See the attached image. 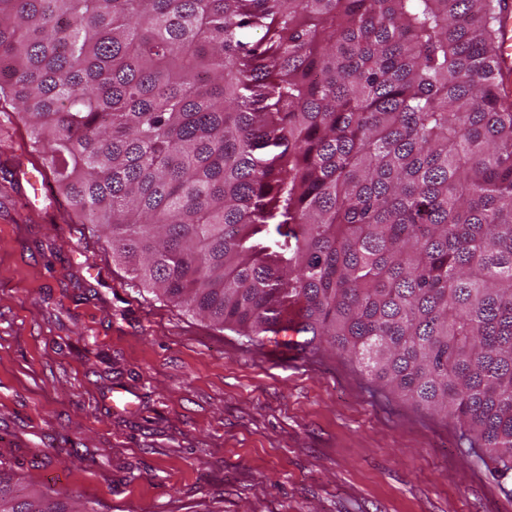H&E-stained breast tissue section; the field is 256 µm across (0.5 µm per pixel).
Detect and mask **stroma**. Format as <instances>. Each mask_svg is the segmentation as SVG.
I'll list each match as a JSON object with an SVG mask.
<instances>
[{
    "instance_id": "35a3bbf8",
    "label": "stroma",
    "mask_w": 512,
    "mask_h": 512,
    "mask_svg": "<svg viewBox=\"0 0 512 512\" xmlns=\"http://www.w3.org/2000/svg\"><path fill=\"white\" fill-rule=\"evenodd\" d=\"M0 113V456L95 512H512L456 424L133 287ZM125 390L131 409L113 407Z\"/></svg>"
}]
</instances>
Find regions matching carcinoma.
Returning a JSON list of instances; mask_svg holds the SVG:
<instances>
[{
	"mask_svg": "<svg viewBox=\"0 0 512 512\" xmlns=\"http://www.w3.org/2000/svg\"><path fill=\"white\" fill-rule=\"evenodd\" d=\"M504 2L0 0V112L132 281L327 346L506 478ZM0 512L94 510L0 461Z\"/></svg>",
	"mask_w": 512,
	"mask_h": 512,
	"instance_id": "cac0c4a2",
	"label": "carcinoma"
}]
</instances>
